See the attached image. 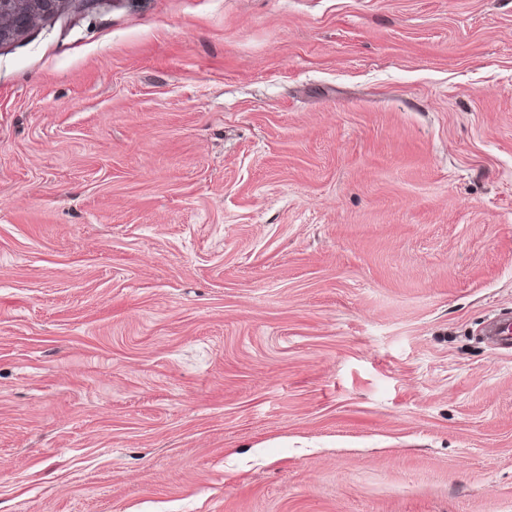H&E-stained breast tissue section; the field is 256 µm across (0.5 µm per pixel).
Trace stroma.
<instances>
[{
  "label": "stroma",
  "instance_id": "1",
  "mask_svg": "<svg viewBox=\"0 0 512 512\" xmlns=\"http://www.w3.org/2000/svg\"><path fill=\"white\" fill-rule=\"evenodd\" d=\"M512 0H92L0 45V512H512ZM487 331L500 349L511 351L512 349V324L510 319L499 317L491 320L486 325Z\"/></svg>",
  "mask_w": 512,
  "mask_h": 512
}]
</instances>
